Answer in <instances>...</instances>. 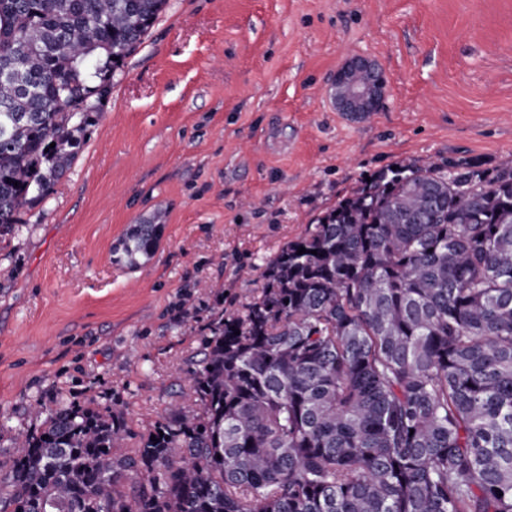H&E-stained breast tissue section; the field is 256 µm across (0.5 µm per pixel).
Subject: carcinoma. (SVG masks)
Returning a JSON list of instances; mask_svg holds the SVG:
<instances>
[{"instance_id":"carcinoma-1","label":"carcinoma","mask_w":512,"mask_h":512,"mask_svg":"<svg viewBox=\"0 0 512 512\" xmlns=\"http://www.w3.org/2000/svg\"><path fill=\"white\" fill-rule=\"evenodd\" d=\"M166 6L0 0V72L23 74L0 79V236ZM160 231L133 225L117 261ZM263 278L188 370L200 411L127 455L121 413L38 410L0 462V512H512V164L383 170Z\"/></svg>"}]
</instances>
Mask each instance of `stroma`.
<instances>
[{
    "label": "stroma",
    "instance_id": "1",
    "mask_svg": "<svg viewBox=\"0 0 512 512\" xmlns=\"http://www.w3.org/2000/svg\"><path fill=\"white\" fill-rule=\"evenodd\" d=\"M353 55L379 111H336ZM52 193L0 237V462L43 407L122 412L127 450L195 410L190 359L267 265L400 163L512 160V0H168ZM161 224L139 267L130 225Z\"/></svg>",
    "mask_w": 512,
    "mask_h": 512
}]
</instances>
